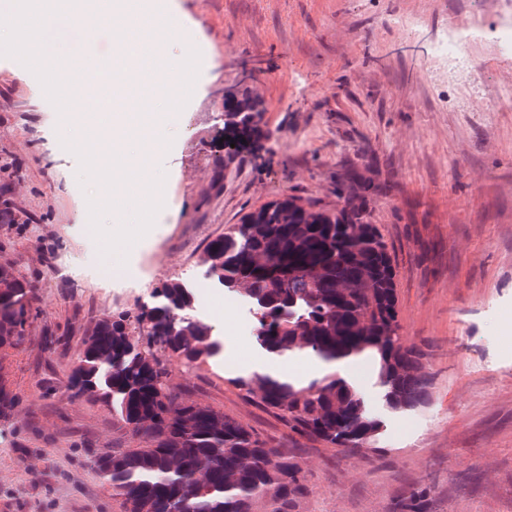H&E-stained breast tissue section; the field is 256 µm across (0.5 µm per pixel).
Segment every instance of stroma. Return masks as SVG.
Instances as JSON below:
<instances>
[{"mask_svg":"<svg viewBox=\"0 0 512 512\" xmlns=\"http://www.w3.org/2000/svg\"><path fill=\"white\" fill-rule=\"evenodd\" d=\"M185 37L161 54L200 60L186 105L162 131L154 169L163 207L126 263L103 257L91 234L79 160L63 147L57 109L29 69L0 56V187L14 214L0 223V265L38 283L40 313L23 347L0 353V375L18 400L0 421V512H121L93 467L131 446L111 410L68 400L71 369L89 322L112 311L104 271L132 268L136 286L118 307L148 300L261 205L295 195L327 206L353 163L371 165L383 194L371 219L396 266L401 334L422 355L429 401L389 411L377 365L360 358L347 379L382 422L372 449L343 457L306 444L310 493L297 512H387L402 491L432 489V512H512V112L455 105L425 79L431 39L465 17L469 0H156ZM404 14L422 29L397 26ZM262 100L272 138L258 157L216 161L212 139L224 90ZM203 230L183 247L186 225ZM224 359L183 370L185 396L283 440L272 415L233 380L265 357L254 337L225 324Z\"/></svg>","mask_w":512,"mask_h":512,"instance_id":"obj_1","label":"stroma"}]
</instances>
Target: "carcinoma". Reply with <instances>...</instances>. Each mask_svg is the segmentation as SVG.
I'll use <instances>...</instances> for the list:
<instances>
[{
    "label": "carcinoma",
    "mask_w": 512,
    "mask_h": 512,
    "mask_svg": "<svg viewBox=\"0 0 512 512\" xmlns=\"http://www.w3.org/2000/svg\"><path fill=\"white\" fill-rule=\"evenodd\" d=\"M229 112L215 143L224 164L269 138L264 109L247 89L224 93ZM384 192L367 165H352L322 206L294 195L246 214L212 242L200 265L228 293L249 303L258 346L267 354L312 353L325 361L367 355L388 407L411 412L428 402L425 367L404 343L396 271L369 220L367 197ZM38 296L35 285L0 266V348L21 346ZM187 284L166 279L129 313L101 315L86 328L68 398L112 410L136 444L93 460L123 512H296L309 493V470L296 448H278L236 418L185 398L171 383V361L186 366L223 352L212 325L194 318ZM135 321L138 335L129 330ZM243 396L278 417L288 437L323 442L354 456L371 448L381 421L335 372L306 384L268 374L234 378ZM18 403L0 382V418ZM427 491L411 489L390 512H429Z\"/></svg>",
    "instance_id": "1"
}]
</instances>
